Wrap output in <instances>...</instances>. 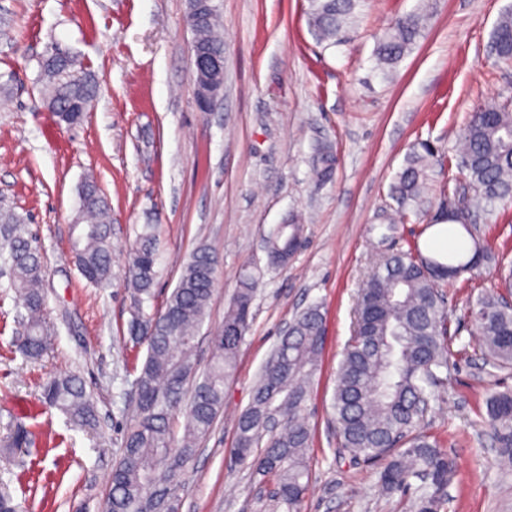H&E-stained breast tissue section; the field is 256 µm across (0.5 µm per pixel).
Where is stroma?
I'll use <instances>...</instances> for the list:
<instances>
[{
  "label": "stroma",
  "instance_id": "35a3bbf8",
  "mask_svg": "<svg viewBox=\"0 0 512 512\" xmlns=\"http://www.w3.org/2000/svg\"><path fill=\"white\" fill-rule=\"evenodd\" d=\"M224 24V91L215 112H199L190 83L188 0H0V208L19 215L44 256L45 312L53 347L42 359L16 351L19 309L0 278V482L24 512H101L108 477L134 419L133 369L145 347L128 324L134 309L125 273L136 237L151 224L159 240L154 299L160 309L191 252L218 256L198 360L223 322L242 270L259 279L237 368L224 385V412L178 476L179 512H263L268 481L234 456L237 416L246 409L284 329L316 304L324 345L306 413L313 435L311 487L302 512H402L417 488L391 496L377 487L381 462L340 449L330 399L352 333L357 289L379 250L446 257L437 229L409 217L385 247L370 233L394 208L390 187L412 145L453 155L475 106L512 103V64L490 52L492 30L512 0H361L343 44L328 46L308 19V0H217ZM425 17L422 37L393 68L381 69L377 40L396 16ZM72 52L100 92L83 121L58 123L45 108L38 61L51 48ZM332 145L330 179L317 180L320 146ZM112 210V279L87 285L70 241L85 179ZM292 213L305 223L288 266L267 262L264 246ZM472 220L494 249L512 241V203ZM497 267L448 282L452 358L423 429L458 464L443 512H512V473L480 422L488 390L512 391V370L486 365L470 347L468 308L497 287ZM75 374L91 393L103 437L92 440L47 407L42 385ZM30 440L4 448L17 428Z\"/></svg>",
  "mask_w": 512,
  "mask_h": 512
}]
</instances>
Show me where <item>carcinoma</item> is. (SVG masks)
<instances>
[{"label": "carcinoma", "instance_id": "1", "mask_svg": "<svg viewBox=\"0 0 512 512\" xmlns=\"http://www.w3.org/2000/svg\"><path fill=\"white\" fill-rule=\"evenodd\" d=\"M358 0H309V20L320 40L342 42L352 23ZM424 19L418 14L395 18L379 39V61L392 66L421 37ZM198 45L224 52L218 11L202 17L195 31ZM491 53L512 63V12H504L491 36ZM45 107L59 121L78 120L75 111L91 105L98 86L90 72L74 58L49 52L40 60ZM438 151L426 141L413 145L406 164L396 175L392 198L402 215L425 214L426 171L437 162ZM474 193L475 205L494 207L512 200V107H475L462 129L453 155ZM335 157L324 148L318 179L329 177ZM450 230L472 241L469 253L451 254L440 261L426 257L418 244L384 256L357 292L353 333L336 371L331 410L339 447L356 459L384 462L379 491L390 495L421 482L419 494L406 512H440L446 491L457 473L455 459L439 441L420 432L423 409L436 397L448 369V315L444 285L464 275L475 277L494 264L501 271L500 287L480 292L470 307L475 324L473 344L488 364L512 368V263L508 253L491 251L479 238L477 225L458 215L448 217ZM301 218L290 215L265 242L267 261L286 266L296 253ZM77 234L73 259L82 277L93 286L112 274V218L97 185L82 186L74 220ZM0 231L8 245L11 288L24 309V334L16 345L28 359L42 357L52 334L45 318L44 266L34 239L12 214L0 213ZM157 238L151 226L140 234L131 254L126 280L135 294L129 322L130 340L146 346L141 367L134 369L136 417L126 430L119 461L112 468L105 506L108 512H179L177 477L210 434L224 410V383L236 369L240 346L248 330L257 281L248 271L239 278L224 313V321L210 336L211 358L198 371L195 352L199 332L209 316L214 296L211 270L218 258L198 247L183 267L164 307L144 310L151 300L156 272ZM324 343L320 309L312 305L298 313L290 333L281 337L266 363L251 404L238 417L234 454L252 472L271 478L273 491L265 512H301L309 490L308 450L311 431L304 416L308 379L317 366ZM45 402L87 434L99 431L96 407L83 380L57 376L43 385ZM485 422L503 470L512 472V392L491 391L485 397ZM185 416L183 433L176 437L172 422Z\"/></svg>", "mask_w": 512, "mask_h": 512}]
</instances>
